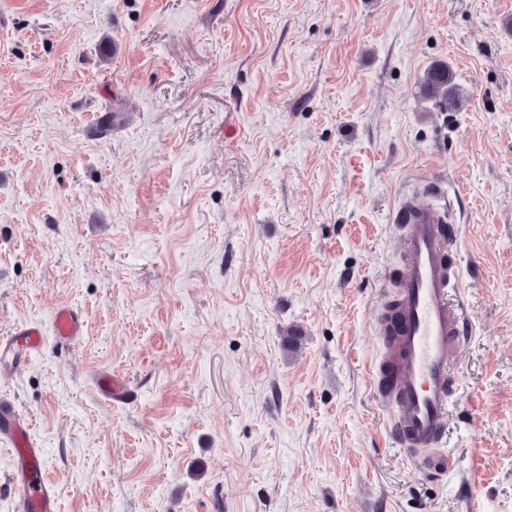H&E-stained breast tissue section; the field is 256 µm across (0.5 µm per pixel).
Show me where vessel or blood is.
Wrapping results in <instances>:
<instances>
[{
  "label": "vessel or blood",
  "instance_id": "obj_1",
  "mask_svg": "<svg viewBox=\"0 0 512 512\" xmlns=\"http://www.w3.org/2000/svg\"><path fill=\"white\" fill-rule=\"evenodd\" d=\"M391 222L405 259L392 288L395 315L380 325L371 388L390 415V440L421 472L443 476L454 469V458L444 448L454 407L453 369L473 333L462 304L453 298L460 283L455 254L460 229L445 183L425 179L420 195L400 199ZM84 332L78 307L56 306L49 326L28 322L0 336V372H15L47 340L70 347ZM96 386L114 404L131 397L126 379L115 373L97 374ZM31 428L30 417L1 395L0 443L10 448V481L20 492L21 512H58L57 488L44 473L43 448Z\"/></svg>",
  "mask_w": 512,
  "mask_h": 512
}]
</instances>
